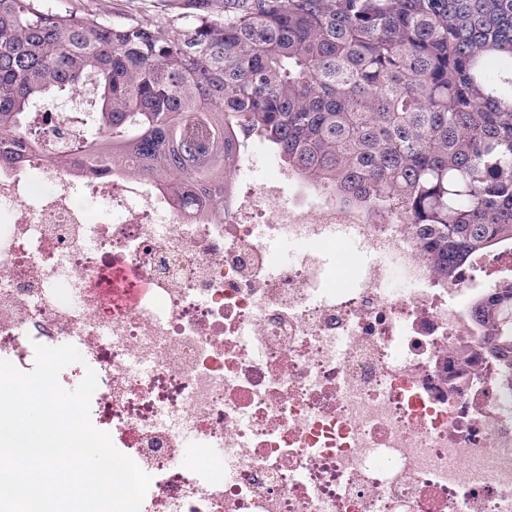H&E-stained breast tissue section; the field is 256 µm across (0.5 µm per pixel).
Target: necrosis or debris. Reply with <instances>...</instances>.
<instances>
[{"instance_id": "necrosis-or-debris-1", "label": "necrosis or debris", "mask_w": 512, "mask_h": 512, "mask_svg": "<svg viewBox=\"0 0 512 512\" xmlns=\"http://www.w3.org/2000/svg\"><path fill=\"white\" fill-rule=\"evenodd\" d=\"M83 97L40 115L75 134ZM279 173L186 219L150 182L85 179L31 159L0 169V358L77 344L91 422L152 477L141 512H512V357L474 299L493 265L435 273L408 225ZM369 258L337 284V228ZM299 245L271 269L266 242Z\"/></svg>"}]
</instances>
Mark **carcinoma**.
Listing matches in <instances>:
<instances>
[{"instance_id":"carcinoma-1","label":"carcinoma","mask_w":512,"mask_h":512,"mask_svg":"<svg viewBox=\"0 0 512 512\" xmlns=\"http://www.w3.org/2000/svg\"><path fill=\"white\" fill-rule=\"evenodd\" d=\"M90 84L48 149L32 113ZM419 232L436 272L512 242V0H188L114 22L89 0H0V165L29 154L159 186L224 218L237 146ZM512 283L473 309L512 350Z\"/></svg>"}]
</instances>
